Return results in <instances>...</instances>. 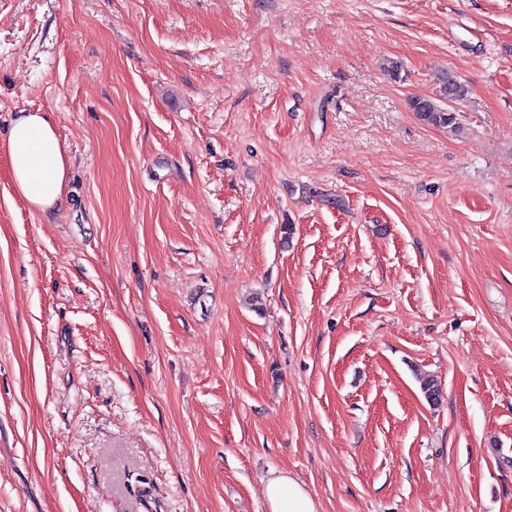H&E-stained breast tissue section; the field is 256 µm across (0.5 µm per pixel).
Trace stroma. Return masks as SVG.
<instances>
[{
	"label": "stroma",
	"instance_id": "35a3bbf8",
	"mask_svg": "<svg viewBox=\"0 0 512 512\" xmlns=\"http://www.w3.org/2000/svg\"><path fill=\"white\" fill-rule=\"evenodd\" d=\"M23 110L71 172L0 156V512H512V0H0ZM436 84L438 90L435 97L415 96L410 100V107L428 124L448 127L450 130L456 129L458 111L453 109L451 104L464 102L469 89L456 75L448 72L439 74ZM0 152L8 157L17 194L31 209L46 214L62 202L67 157L46 112H19ZM264 493L270 509L268 512H317L308 492L286 474L268 479Z\"/></svg>",
	"mask_w": 512,
	"mask_h": 512
}]
</instances>
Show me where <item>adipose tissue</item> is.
I'll return each mask as SVG.
<instances>
[{
    "label": "adipose tissue",
    "instance_id": "1",
    "mask_svg": "<svg viewBox=\"0 0 512 512\" xmlns=\"http://www.w3.org/2000/svg\"><path fill=\"white\" fill-rule=\"evenodd\" d=\"M0 153L9 160L17 194L31 209L44 214L61 203L67 157L46 113L19 112L0 141ZM264 493L270 512H317L308 492L288 475L268 479Z\"/></svg>",
    "mask_w": 512,
    "mask_h": 512
}]
</instances>
